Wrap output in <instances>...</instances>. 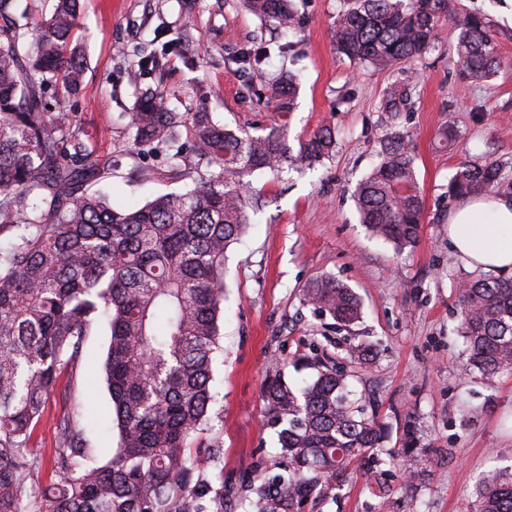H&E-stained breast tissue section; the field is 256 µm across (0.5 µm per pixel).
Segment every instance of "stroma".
<instances>
[{"instance_id":"1","label":"stroma","mask_w":512,"mask_h":512,"mask_svg":"<svg viewBox=\"0 0 512 512\" xmlns=\"http://www.w3.org/2000/svg\"><path fill=\"white\" fill-rule=\"evenodd\" d=\"M293 2L301 24L286 33L240 0H80L73 38L85 48L84 85L74 96L47 92L48 108L74 115L95 161L113 171L101 190L125 207L181 187L164 157L137 152L125 128L145 89L161 92L172 111L205 110L235 130L283 128L293 147L331 127L333 156L277 179L253 175L267 204L227 251L224 351L213 383L222 422L202 436L203 445L224 449V484L236 489L227 512H252L239 489L243 476L270 477L283 465L262 400L266 377L281 365L289 379L310 378L311 370L294 366L315 355L335 363L389 426V448L403 452L411 431L419 450L406 458L416 479L396 477L392 495L374 496L357 469L336 499L304 512H474L479 475L512 466V372L486 378L465 368L457 311L460 286L474 273L448 250L454 202L447 187L460 164L487 159L512 184V0H450L435 47L386 72L337 53L331 29L344 0ZM469 13L484 15L497 33L500 68L483 81L455 63V21ZM187 28L195 40L181 53L156 69L138 68L134 49L152 50L155 35L172 39ZM282 44L287 52H279ZM245 49L266 50V72L298 75L292 111H281L259 78L243 77L237 57ZM409 72L417 75L411 104L384 111L386 91ZM447 125L460 135L451 152L436 140ZM395 129L410 140L424 201L417 242L400 252L370 234L352 198L380 158L382 137ZM320 276L354 289L362 303L357 323L338 325L301 304L302 288ZM107 339L106 326H94L79 368L59 372L29 440L39 454L58 446L56 423L67 412L77 414L101 459L116 448L103 369Z\"/></svg>"}]
</instances>
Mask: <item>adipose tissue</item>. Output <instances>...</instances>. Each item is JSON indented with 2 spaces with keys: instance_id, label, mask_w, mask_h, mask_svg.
I'll return each mask as SVG.
<instances>
[{
  "instance_id": "obj_1",
  "label": "adipose tissue",
  "mask_w": 512,
  "mask_h": 512,
  "mask_svg": "<svg viewBox=\"0 0 512 512\" xmlns=\"http://www.w3.org/2000/svg\"><path fill=\"white\" fill-rule=\"evenodd\" d=\"M448 246L470 269L512 275V194L460 198L448 214Z\"/></svg>"
}]
</instances>
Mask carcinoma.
I'll list each match as a JSON object with an SVG mask.
<instances>
[{"mask_svg": "<svg viewBox=\"0 0 512 512\" xmlns=\"http://www.w3.org/2000/svg\"><path fill=\"white\" fill-rule=\"evenodd\" d=\"M262 19L294 29L290 0H241ZM449 0H347L332 27L336 50L363 66L391 69L438 42ZM77 0H57L39 33L16 0H0V512H224V449L197 448L211 427L215 354L221 351L224 260L250 212L267 200L254 173L274 175L330 156L336 140L322 127L298 150L286 134H238L210 112L181 115L162 94L143 92L127 128L136 145L161 149L178 168L190 126L193 172L186 184L138 208L115 207L93 186L112 177L98 165L74 117L46 111L45 92L81 90L84 51L73 40ZM456 64L486 80L500 68L496 31L467 14L456 25ZM188 35L142 54L156 67ZM297 76L280 72L268 89L289 107ZM411 100L396 85L384 109ZM493 162L464 163L448 197L499 191ZM362 223L396 251L415 243L423 198L409 140L395 132L379 164L355 187ZM302 305L349 326L361 307L346 284L313 280ZM100 318L109 326L105 361L119 443L103 462L87 447L74 415L57 423L55 478L42 483V460L28 447L45 398L64 367L78 365L86 336ZM459 327L469 368L485 377L512 369V279H470L460 291ZM311 382L297 388L278 368L265 381L269 424L288 459V476L245 479L254 512H302L329 499L349 471L373 463L371 484L390 491L396 473L375 464L388 428L350 398L345 374L319 359ZM477 512H512V472L492 468L475 483Z\"/></svg>", "mask_w": 512, "mask_h": 512, "instance_id": "carcinoma-1", "label": "carcinoma"}]
</instances>
